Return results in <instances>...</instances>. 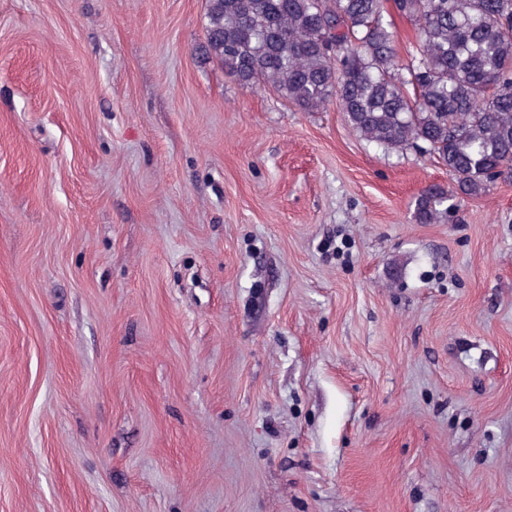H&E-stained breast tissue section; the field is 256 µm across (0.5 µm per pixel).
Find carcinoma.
Listing matches in <instances>:
<instances>
[{"label":"carcinoma","instance_id":"obj_1","mask_svg":"<svg viewBox=\"0 0 512 512\" xmlns=\"http://www.w3.org/2000/svg\"><path fill=\"white\" fill-rule=\"evenodd\" d=\"M417 36L397 60L384 0H207L202 53L242 85L264 84L304 112L336 99L387 151L448 169L415 201L420 224L456 198L512 176V0H394Z\"/></svg>","mask_w":512,"mask_h":512}]
</instances>
